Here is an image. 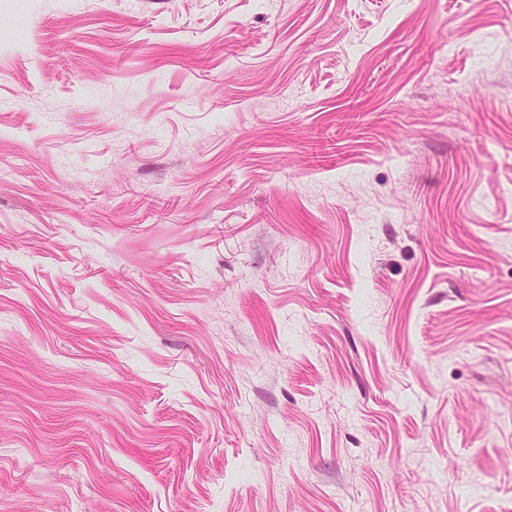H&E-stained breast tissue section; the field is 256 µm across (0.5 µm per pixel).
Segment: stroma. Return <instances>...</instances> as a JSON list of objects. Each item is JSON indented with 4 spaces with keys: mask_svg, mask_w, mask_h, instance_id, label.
Masks as SVG:
<instances>
[{
    "mask_svg": "<svg viewBox=\"0 0 512 512\" xmlns=\"http://www.w3.org/2000/svg\"><path fill=\"white\" fill-rule=\"evenodd\" d=\"M0 512H512V0H0Z\"/></svg>",
    "mask_w": 512,
    "mask_h": 512,
    "instance_id": "obj_1",
    "label": "stroma"
}]
</instances>
